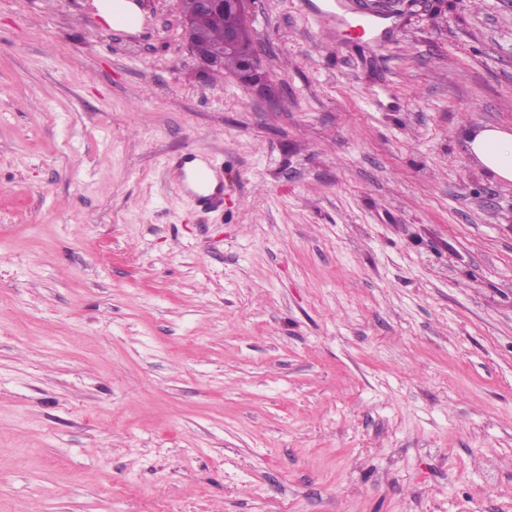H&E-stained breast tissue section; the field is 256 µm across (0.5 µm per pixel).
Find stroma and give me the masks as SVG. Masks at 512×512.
<instances>
[{
	"label": "stroma",
	"instance_id": "obj_1",
	"mask_svg": "<svg viewBox=\"0 0 512 512\" xmlns=\"http://www.w3.org/2000/svg\"><path fill=\"white\" fill-rule=\"evenodd\" d=\"M140 13L0 0V512H512V9L254 0L263 95ZM98 14L104 22L115 28H129L132 25L124 24V20H136L139 10L130 0H94ZM470 153L483 168L503 181H512V132L486 126L468 135ZM196 157L188 154L173 167L175 185L178 190L191 193L203 207H214L224 202V173L211 163L204 161L205 166L196 163L188 170L186 161L192 162ZM192 186L196 188L193 190Z\"/></svg>",
	"mask_w": 512,
	"mask_h": 512
}]
</instances>
